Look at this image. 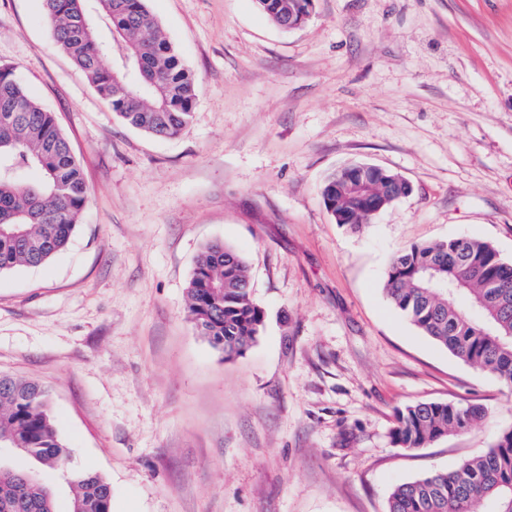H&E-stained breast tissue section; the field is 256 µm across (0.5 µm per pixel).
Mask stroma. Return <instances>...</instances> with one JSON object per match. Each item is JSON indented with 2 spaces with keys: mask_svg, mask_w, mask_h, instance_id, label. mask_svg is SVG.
Instances as JSON below:
<instances>
[{
  "mask_svg": "<svg viewBox=\"0 0 512 512\" xmlns=\"http://www.w3.org/2000/svg\"><path fill=\"white\" fill-rule=\"evenodd\" d=\"M197 80L174 139L123 124L61 52L42 0H0V66L54 112L88 204L66 249L0 275V372L50 391L69 468L112 512H386L512 427V389L389 305L403 246L456 237L512 259V0H314L285 32L254 0H148ZM372 164L411 195L352 229L321 188ZM245 261L265 329L240 357L200 336L208 242ZM477 405L428 447L399 409Z\"/></svg>",
  "mask_w": 512,
  "mask_h": 512,
  "instance_id": "obj_1",
  "label": "stroma"
}]
</instances>
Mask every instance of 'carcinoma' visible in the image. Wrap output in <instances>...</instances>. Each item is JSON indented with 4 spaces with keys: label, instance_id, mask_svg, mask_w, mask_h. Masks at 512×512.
Listing matches in <instances>:
<instances>
[{
    "label": "carcinoma",
    "instance_id": "cac0c4a2",
    "mask_svg": "<svg viewBox=\"0 0 512 512\" xmlns=\"http://www.w3.org/2000/svg\"><path fill=\"white\" fill-rule=\"evenodd\" d=\"M276 25L301 0H256ZM60 49L126 124L157 137L178 136L191 122L197 83L158 29L147 0H43ZM403 179L371 170L341 171L322 198L336 222L358 228L372 198L398 201ZM87 203L83 173L53 113L34 99L14 68H0V273L37 267L70 241ZM384 291L424 335L480 372L512 387V261L489 242L456 238L413 244L390 262ZM197 331L224 358L243 355L264 328L245 262L221 242L198 257L187 291ZM477 406L418 402L396 413L393 442L424 448L481 418ZM44 469L64 472L71 449L35 380L0 373V448ZM67 512H112V488L85 472L71 480ZM0 512H60L54 492L30 471L0 462ZM387 512H512V428L482 455L451 471L396 485Z\"/></svg>",
    "mask_w": 512,
    "mask_h": 512
}]
</instances>
